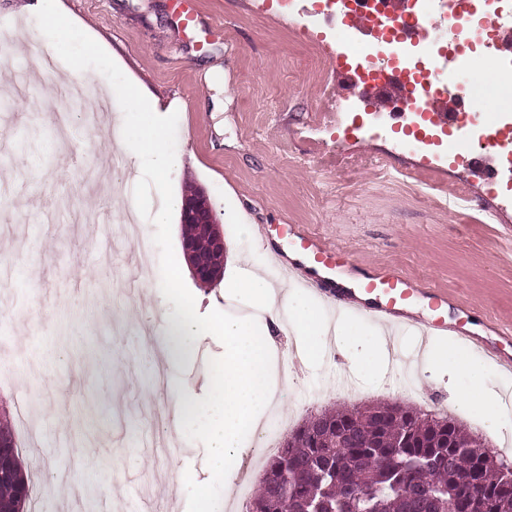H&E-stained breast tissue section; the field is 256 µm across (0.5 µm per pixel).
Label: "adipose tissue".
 <instances>
[{"label":"adipose tissue","instance_id":"obj_1","mask_svg":"<svg viewBox=\"0 0 512 512\" xmlns=\"http://www.w3.org/2000/svg\"><path fill=\"white\" fill-rule=\"evenodd\" d=\"M23 8L44 17L46 25L35 41L46 50L55 51L70 31V17L59 11L55 0H25ZM128 109L141 120L138 154L152 164L158 178H165L177 166L178 158L166 144L156 104L141 86L134 85L129 91ZM230 289L270 311L272 325L288 324L299 339L304 355L311 357L320 352L321 347L314 338L321 333V317L308 304L300 301L289 308H275L270 283L257 271L233 282ZM167 326L158 357L168 365L193 357L206 335L216 334L224 339L223 368L207 406L211 419L201 429L200 436L206 445L212 480L229 484L228 462L240 451L242 432L256 429L281 394L283 383L273 371L276 357L273 342L255 335L247 318L231 317L219 309L203 323L193 316L180 315L168 318Z\"/></svg>","mask_w":512,"mask_h":512}]
</instances>
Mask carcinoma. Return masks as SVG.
Segmentation results:
<instances>
[{"mask_svg": "<svg viewBox=\"0 0 512 512\" xmlns=\"http://www.w3.org/2000/svg\"><path fill=\"white\" fill-rule=\"evenodd\" d=\"M441 414L376 402L325 409L290 431L247 512H512V463ZM20 459L0 512H24Z\"/></svg>", "mask_w": 512, "mask_h": 512, "instance_id": "obj_1", "label": "carcinoma"}]
</instances>
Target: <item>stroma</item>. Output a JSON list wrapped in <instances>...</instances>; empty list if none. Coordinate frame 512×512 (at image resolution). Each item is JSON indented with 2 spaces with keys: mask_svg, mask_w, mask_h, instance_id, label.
Masks as SVG:
<instances>
[{
  "mask_svg": "<svg viewBox=\"0 0 512 512\" xmlns=\"http://www.w3.org/2000/svg\"><path fill=\"white\" fill-rule=\"evenodd\" d=\"M73 19L72 35L42 68L31 41L40 15L23 0H0V31L17 45L0 69V415L9 417L31 478L26 512H60L66 490L83 512L102 505L121 512H196L194 485L162 483L146 498L136 486L176 467L206 481L199 429L179 439L159 429L150 408L167 388L196 405L211 397V369L224 341L206 339L195 359L160 368L156 341L166 315L205 319L209 306L249 314L255 331L269 321L248 298H232L227 282L265 270L257 234L240 222L289 224L336 244L348 274L364 278L394 267L441 290L412 315L445 318L482 340L477 351L454 336L422 340L402 327L383 330L362 315H334L324 300L289 285L324 321L358 332L361 343L337 350L322 334L321 352L289 365L279 415L301 422L331 407L398 402L447 415L481 437L494 453L512 444V411L497 434L477 404L461 403L466 373L439 379L423 361L426 347L481 366L488 390L512 394V373L489 351L512 358V192L487 148L456 152L447 133L419 116L386 111L385 92L363 98L350 89L343 57L372 53L350 42L345 26L325 22L323 0L273 22L288 0L267 12L239 0H193L195 22L184 27L175 0H57ZM97 83L111 112L88 130L84 110L66 107L60 87ZM138 82L162 106L161 122L180 165L167 191L206 192L232 249L221 281L186 275L181 287H160L164 270L185 263L183 226L151 221L153 173L122 138L125 86ZM133 211L154 256L141 276L121 217ZM382 346L384 366H364L366 347Z\"/></svg>",
  "mask_w": 512,
  "mask_h": 512,
  "instance_id": "obj_1",
  "label": "stroma"
}]
</instances>
